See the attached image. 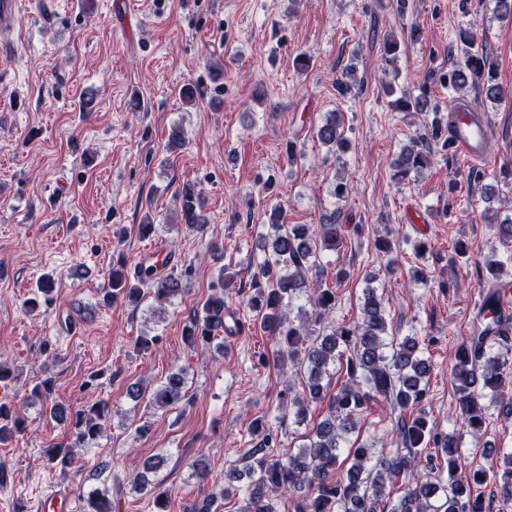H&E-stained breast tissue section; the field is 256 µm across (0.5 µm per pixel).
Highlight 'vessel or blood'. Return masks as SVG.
I'll list each match as a JSON object with an SVG mask.
<instances>
[{
    "instance_id": "obj_1",
    "label": "vessel or blood",
    "mask_w": 512,
    "mask_h": 512,
    "mask_svg": "<svg viewBox=\"0 0 512 512\" xmlns=\"http://www.w3.org/2000/svg\"><path fill=\"white\" fill-rule=\"evenodd\" d=\"M24 11V0H0V34L9 37L16 46L24 41ZM491 132L488 118L468 102H456L448 113V142L456 153L473 164H481L488 156ZM36 508L38 512H76L75 497L68 486L54 485Z\"/></svg>"
}]
</instances>
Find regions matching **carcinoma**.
Here are the masks:
<instances>
[{"label": "carcinoma", "instance_id": "cac0c4a2", "mask_svg": "<svg viewBox=\"0 0 512 512\" xmlns=\"http://www.w3.org/2000/svg\"><path fill=\"white\" fill-rule=\"evenodd\" d=\"M462 60L448 70V88L463 91L479 85L480 93L492 101L509 95L504 87L490 82V58L473 36L461 41ZM428 99L421 94L402 96L392 101L399 112L427 108ZM318 141L333 149L344 150L348 140L340 118L333 114L317 126ZM431 164V152L421 142L404 147L392 163V177L398 182ZM184 223L199 227L204 223L201 196L189 184L178 193ZM270 240L262 262L253 275L252 287L243 299L260 328L276 340L277 356L296 365L305 377L303 395L291 399L296 422L307 417L308 405L323 403L326 412L315 423L305 443L280 458L269 452L276 438L268 432L243 456V469L228 474V482L218 493L204 499L193 512H213L215 503L238 490L234 483L248 479L243 491L240 512H279L278 494L297 491L301 497L296 512H489L483 488L492 486L504 503L512 502V452L504 453L489 467L472 468L466 480L457 478L461 467L454 435L429 427L425 413L430 364L424 357L422 340L416 335L390 336L385 308L375 289L363 293L362 317L354 324L333 325L315 330L325 315L336 306V291L309 282L308 274L319 264L320 253L333 250L341 242L342 225L336 219L313 227L288 224L282 209L270 211ZM55 290V280L46 275L33 296L26 299L29 310L48 305ZM186 291L183 275L170 272L157 278L140 273L136 267L119 259L108 273V286L102 303L119 299L163 309ZM312 308L311 318H290L293 304L300 298ZM500 293H488L473 318L470 330L457 351L452 379L463 414V426L474 433L482 430L490 407L502 401L506 362L501 354L508 336L499 331ZM229 306L224 300V273L211 285V294L201 311L183 329L186 344L194 347L211 344L221 332L232 333L224 323ZM345 363L344 379L336 392L327 393L324 380L333 375L336 363ZM186 396L185 373L170 372L154 390L149 405L166 409ZM382 406L397 416L396 427L404 451L376 454L377 441H351L361 419L374 406ZM112 409L104 400H92L73 412L55 405L53 418L65 421L74 440L61 442L46 450L48 460L61 470L72 465L76 452L97 440ZM22 430V421L11 406L0 402V443ZM441 451L447 473L423 479H409L419 467L433 468L429 448ZM161 456L144 464L143 472L131 482L132 489L143 491L149 485L148 474L163 464ZM400 479L407 484L393 500L385 490ZM84 512H112V500L94 491L86 499Z\"/></svg>", "mask_w": 512, "mask_h": 512}]
</instances>
